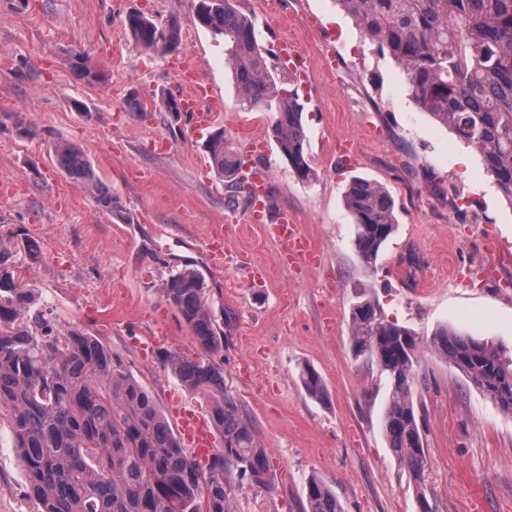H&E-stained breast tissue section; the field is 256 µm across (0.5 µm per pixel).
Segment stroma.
I'll return each instance as SVG.
<instances>
[{"label": "stroma", "mask_w": 512, "mask_h": 512, "mask_svg": "<svg viewBox=\"0 0 512 512\" xmlns=\"http://www.w3.org/2000/svg\"><path fill=\"white\" fill-rule=\"evenodd\" d=\"M237 5L278 85L296 91L304 108L312 181L293 173L276 143L253 152L251 137L268 136L271 115L239 110L224 43L195 21L192 0H0V251L11 255L10 270L42 293L56 332L79 328L103 339L171 419L178 407L206 405L163 366V352L193 346L160 288L184 266L198 269L224 328L226 387L276 473L271 492L227 475L236 512H306L313 475L344 512H418L385 436L386 386L352 350L350 309L371 300L421 343L414 399L438 512H512V414L427 347L445 326L512 354V209L476 153L416 107L393 59L332 0ZM134 13L178 18L181 49L139 51L126 25ZM285 38L296 43L306 81L276 63ZM78 52L98 62L105 84L75 76ZM189 57L224 98L212 127L200 130L189 112L162 109L166 95H181L177 65ZM25 123L38 136L22 135ZM215 128L246 163L268 171L267 214L296 216L317 254L313 264L280 261L282 243L251 223L246 195L230 196L205 149ZM342 138L353 144L347 160L336 146ZM58 140L82 147L126 221L102 211L59 168ZM461 155L467 165L457 164ZM355 177L381 183L394 201V232L372 265L357 255L344 204ZM452 185L464 192L457 214ZM216 224L236 263L209 260L204 243ZM151 337L154 347L143 351ZM305 365L322 375L326 400L306 395L298 377ZM0 512H37L4 416Z\"/></svg>", "instance_id": "1"}]
</instances>
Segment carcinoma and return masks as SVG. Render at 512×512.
<instances>
[{
	"label": "carcinoma",
	"mask_w": 512,
	"mask_h": 512,
	"mask_svg": "<svg viewBox=\"0 0 512 512\" xmlns=\"http://www.w3.org/2000/svg\"><path fill=\"white\" fill-rule=\"evenodd\" d=\"M361 27L364 38L401 69L410 96L434 121L479 155L487 174L512 204V0H334ZM198 24L224 40L238 89L237 105L272 113L270 132L299 179L310 182L302 108L280 88L257 42L252 21L233 0H194ZM140 49L161 56L180 50L181 26L133 14L127 19ZM77 76L94 85L106 74L83 54ZM55 158L70 177L90 188L103 211L124 219L112 189L98 179L83 151L58 141ZM207 152L217 175L235 193L244 189V160L215 130ZM345 204L356 226L355 248L367 263L394 231V202L375 181L353 179ZM181 314L195 352L164 353L163 365L188 391L202 397L223 448L200 466L179 444L153 393L134 379L112 349L82 330L54 332L41 294L15 281L0 251V413L11 419L14 448L38 512H232L220 477L234 470L256 488H275L276 473L251 419L224 385V328L202 275L189 266L163 285ZM353 350L375 363L386 380L383 426L389 448L407 472L422 512L428 459L412 387L420 367L415 333L389 322L369 300L351 312ZM429 346L504 411H512V354L446 327ZM307 395L327 396L320 373L300 368ZM308 512H344L318 476L306 486Z\"/></svg>",
	"instance_id": "1"
}]
</instances>
